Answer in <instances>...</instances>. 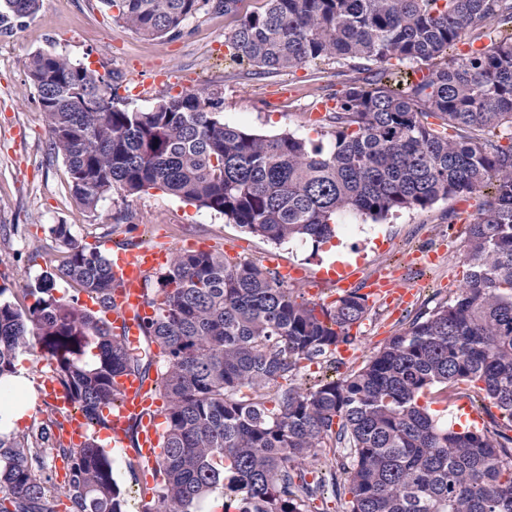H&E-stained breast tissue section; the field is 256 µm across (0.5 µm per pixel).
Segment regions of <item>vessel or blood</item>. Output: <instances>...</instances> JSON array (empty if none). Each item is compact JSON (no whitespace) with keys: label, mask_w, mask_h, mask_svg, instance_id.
<instances>
[{"label":"vessel or blood","mask_w":512,"mask_h":512,"mask_svg":"<svg viewBox=\"0 0 512 512\" xmlns=\"http://www.w3.org/2000/svg\"><path fill=\"white\" fill-rule=\"evenodd\" d=\"M169 260L170 253L163 246L131 244L112 249V291L107 319L113 334L129 346L140 345L142 327L146 318L153 314L148 304L149 278ZM274 268L282 282L302 286L314 299L329 285L345 293L357 289L367 299L381 300L388 308L399 312L415 295L414 290L402 285L396 272L386 269L365 277L349 265H336L313 276L306 275L303 268L295 265L278 262ZM39 376L48 398L63 413L62 442L80 447L88 434L86 418L75 410L53 372L43 370ZM114 387L117 400L106 428L101 431L108 449L127 448L139 461L155 464L162 431L155 378L123 373L116 377Z\"/></svg>","instance_id":"vessel-or-blood-1"}]
</instances>
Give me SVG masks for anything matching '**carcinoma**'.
<instances>
[{
    "instance_id": "obj_1",
    "label": "carcinoma",
    "mask_w": 512,
    "mask_h": 512,
    "mask_svg": "<svg viewBox=\"0 0 512 512\" xmlns=\"http://www.w3.org/2000/svg\"><path fill=\"white\" fill-rule=\"evenodd\" d=\"M145 39L237 0H103ZM38 0H0V23L35 16ZM499 38L461 53L466 31ZM233 60L271 72L376 62L378 78L331 96L329 140L262 135L224 123L215 94L181 93L146 110L114 104L110 75L68 57L31 55L27 76L69 189L94 211L112 193L170 192L275 244L323 243L343 215L384 219L493 189L468 231L466 284L416 315L361 368L306 389L302 360L352 341L370 307L358 290L298 302L263 265L213 252L176 255L150 297L146 346L131 352L100 311L55 296L41 277L22 312L0 300V401L17 355L38 348L88 421L80 448L55 442L53 412L23 439L0 437V512H52L47 461L70 463V512H128L97 442L115 376L148 371L164 410L159 481L140 512H309L326 481L294 463L336 448L332 492L346 512H512V0H266L228 38ZM511 143L504 145L501 140ZM61 272L106 302L110 259L66 224ZM288 382L283 387L280 381ZM499 427L457 431L419 403L457 391Z\"/></svg>"
}]
</instances>
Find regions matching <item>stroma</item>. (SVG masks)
<instances>
[{
	"label": "stroma",
	"instance_id": "35a3bbf8",
	"mask_svg": "<svg viewBox=\"0 0 512 512\" xmlns=\"http://www.w3.org/2000/svg\"><path fill=\"white\" fill-rule=\"evenodd\" d=\"M264 0H238L229 14H201L186 21L180 35L148 40L136 35L103 0H41L34 18L0 25V287L1 298L19 309L34 302L26 290L52 261L63 260L67 247L51 231L67 224L78 242L88 248L104 243L127 244L158 239L180 253L190 239L210 241L229 251L232 261L265 262L276 256L309 273L335 263L344 252L347 263L365 273L385 267L399 271L415 288L413 302L394 317L374 304L361 324L353 326L354 357L300 362L293 385L307 387L318 377L357 370L379 351L409 319L450 299L463 283L469 267L467 227L452 219L456 199L436 203L429 211H405L382 221L364 220V233L349 234L337 227L329 242L310 241L276 245L233 224L223 215L196 208L183 200L152 189L135 196L112 194L97 210L79 206L70 193L66 165L48 152V130L35 102L36 92L27 77V62L37 51L62 54L72 61L110 74L116 95L129 91L139 72L162 71L180 75L179 83L153 88L143 97L126 99L130 109H147L159 99L186 91L218 94L226 123L264 135L294 133L316 138L307 109L316 99L343 93L350 84L364 83L377 63L358 68L344 66L340 77L302 67L293 72L266 73L233 63L225 37L240 16L262 10ZM375 239H367V230ZM452 237L447 253L422 271L402 261L423 241ZM114 477L136 512L146 489L141 468H129L125 449L112 450Z\"/></svg>",
	"mask_w": 512,
	"mask_h": 512
}]
</instances>
